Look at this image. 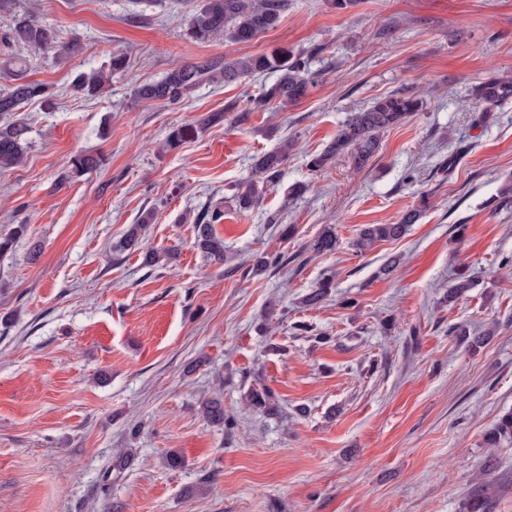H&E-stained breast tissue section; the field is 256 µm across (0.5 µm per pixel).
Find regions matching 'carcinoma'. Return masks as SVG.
Listing matches in <instances>:
<instances>
[{
  "instance_id": "1",
  "label": "carcinoma",
  "mask_w": 512,
  "mask_h": 512,
  "mask_svg": "<svg viewBox=\"0 0 512 512\" xmlns=\"http://www.w3.org/2000/svg\"><path fill=\"white\" fill-rule=\"evenodd\" d=\"M286 0H203L201 8L187 23V35L192 41L206 44L215 37L236 43H247L275 26ZM9 44L23 46L30 50L44 51L55 46V28L37 18L21 16L17 18L5 36ZM127 56L123 52L111 55L109 67L91 69L79 75L73 84V94L94 97L101 95L112 80V75L125 69ZM4 77L11 81L5 89H0V115L18 112L23 105L49 98L48 86L25 79L26 61L15 57L0 65ZM278 73L277 80L252 100L256 109H264L275 103L280 106L295 104L304 98L311 86L308 77L307 62L304 54L288 50H277L270 54H256L238 57L221 62L202 60L183 64L169 71L161 80L141 86L135 91V97L141 100L175 103L184 94L194 88L200 80L209 75L229 85L242 76L265 71ZM475 101L490 106L512 101V78L492 75L480 80L472 88ZM423 106L422 98L413 93L394 92L378 98L365 108L351 113L336 132V136L324 150L310 160V167L319 171L335 159L347 157L357 169L366 167L379 148L381 134L390 128L408 122ZM198 125L186 124L173 129L166 140L173 148L195 137ZM26 127L18 123L0 124V168H12L23 163L28 148L25 138ZM292 143L285 142L278 150L263 153L255 158L254 173L263 183L271 185L279 178L281 167L288 160ZM102 163L98 154L79 153L71 158L70 172L81 177L97 170ZM241 208H250L259 199V190L253 181L239 184L235 192ZM421 211L412 208L405 211L395 224H364L360 227L354 247L359 252L373 247L382 241L397 240L407 234L411 225L420 219ZM221 217L214 212L211 216L200 217L195 224V246L206 256L218 261L224 260V240L216 235L212 224ZM149 217L142 223L131 224L119 241L117 248L131 250L139 246L142 231ZM338 238L335 230L325 228L307 247L317 254L331 253L336 250ZM288 264L285 256L264 255L255 260L253 269L263 272L269 268H278ZM474 287V282L465 274L456 277L448 288V302H453ZM332 288V282L324 280L304 298L307 306L320 304ZM271 391L262 387L251 389L246 397L248 404L255 409L269 410ZM204 419L222 424L228 431L237 426L234 416L224 413L222 400L213 398L202 403ZM512 440V410L501 415L493 428L488 431L485 447L498 448L501 443ZM491 498L485 491L469 496L464 503L463 512H489Z\"/></svg>"
}]
</instances>
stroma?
Listing matches in <instances>:
<instances>
[{
	"label": "stroma",
	"instance_id": "obj_1",
	"mask_svg": "<svg viewBox=\"0 0 512 512\" xmlns=\"http://www.w3.org/2000/svg\"><path fill=\"white\" fill-rule=\"evenodd\" d=\"M199 3L0 8L2 58L19 54L1 37L25 13L81 46L28 55L29 78L53 97L12 114L27 155L0 170V235L26 227L0 253V512H461L485 484L490 512H512V443L483 445L512 409V206L498 204L512 102L487 111L468 95L489 71L512 76V0H288L242 44L188 39ZM278 49L307 61L312 87L294 105L253 109L273 72L206 79L174 105L134 96L184 63ZM118 51L127 67L106 93L71 94ZM398 91L423 109L385 132L365 169L343 158L310 171L351 112ZM205 117L194 140L165 149L174 127ZM287 139L278 184L239 208L253 157ZM80 152L105 163L70 177ZM423 198L404 237L356 254L361 225L396 223ZM207 211L222 214L221 263L194 244ZM147 213L141 250L116 252ZM328 224L339 248L310 252ZM147 248L173 257L144 266ZM265 253L290 262L254 272ZM391 257L398 267L380 275ZM462 272L475 286L447 303ZM325 279L326 299L304 306ZM459 328L492 336L474 349ZM261 386L276 415L248 406ZM216 394L234 433L203 418ZM170 451L180 468L164 464Z\"/></svg>",
	"mask_w": 512,
	"mask_h": 512
}]
</instances>
